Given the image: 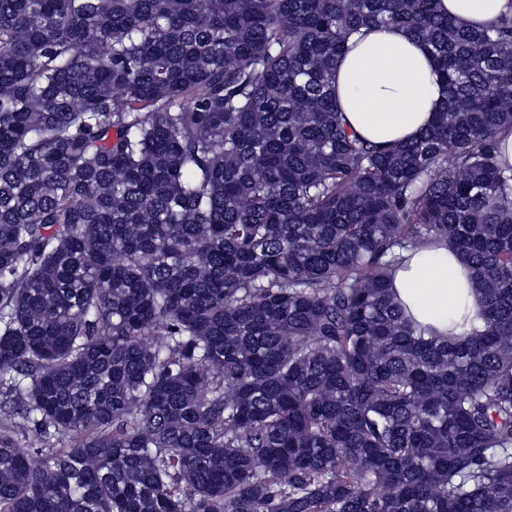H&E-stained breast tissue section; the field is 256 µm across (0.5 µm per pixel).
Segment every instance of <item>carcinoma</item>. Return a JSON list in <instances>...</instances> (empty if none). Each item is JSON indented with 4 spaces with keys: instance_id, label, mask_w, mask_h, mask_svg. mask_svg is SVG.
<instances>
[{
    "instance_id": "cac0c4a2",
    "label": "carcinoma",
    "mask_w": 512,
    "mask_h": 512,
    "mask_svg": "<svg viewBox=\"0 0 512 512\" xmlns=\"http://www.w3.org/2000/svg\"><path fill=\"white\" fill-rule=\"evenodd\" d=\"M437 4L0 0V512H512V13ZM377 26L446 83L412 142L336 108ZM432 240L482 326L392 297ZM439 9L461 23L481 26L494 22L500 14L512 12L511 0H440Z\"/></svg>"
}]
</instances>
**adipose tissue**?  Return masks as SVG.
Here are the masks:
<instances>
[{
    "label": "adipose tissue",
    "mask_w": 512,
    "mask_h": 512,
    "mask_svg": "<svg viewBox=\"0 0 512 512\" xmlns=\"http://www.w3.org/2000/svg\"><path fill=\"white\" fill-rule=\"evenodd\" d=\"M439 9L461 23L481 26L512 11V0H439ZM436 62L407 29L387 27L352 35L335 72L336 103L350 128L377 144L418 138L446 99ZM473 275L446 242L403 251L391 294L413 323L447 336L461 317H475L481 296Z\"/></svg>",
    "instance_id": "adipose-tissue-1"
}]
</instances>
